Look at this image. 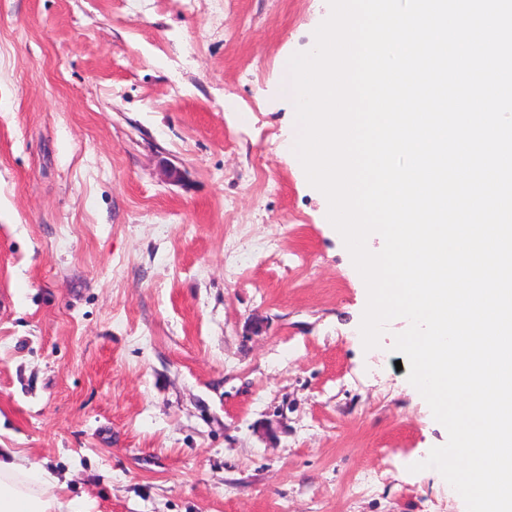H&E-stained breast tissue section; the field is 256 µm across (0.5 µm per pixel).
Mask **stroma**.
I'll use <instances>...</instances> for the list:
<instances>
[{
  "label": "stroma",
  "instance_id": "obj_1",
  "mask_svg": "<svg viewBox=\"0 0 512 512\" xmlns=\"http://www.w3.org/2000/svg\"><path fill=\"white\" fill-rule=\"evenodd\" d=\"M329 13L0 0V448L76 512H465L288 149Z\"/></svg>",
  "mask_w": 512,
  "mask_h": 512
}]
</instances>
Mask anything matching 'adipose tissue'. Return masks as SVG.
Segmentation results:
<instances>
[{
    "instance_id": "obj_1",
    "label": "adipose tissue",
    "mask_w": 512,
    "mask_h": 512,
    "mask_svg": "<svg viewBox=\"0 0 512 512\" xmlns=\"http://www.w3.org/2000/svg\"><path fill=\"white\" fill-rule=\"evenodd\" d=\"M57 478L9 448H0V512H65Z\"/></svg>"
}]
</instances>
